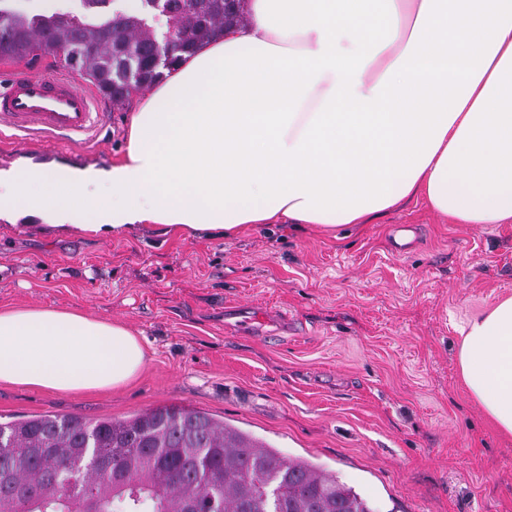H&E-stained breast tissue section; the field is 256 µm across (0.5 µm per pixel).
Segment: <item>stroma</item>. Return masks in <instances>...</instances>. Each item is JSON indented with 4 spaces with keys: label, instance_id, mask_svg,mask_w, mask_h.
<instances>
[{
    "label": "stroma",
    "instance_id": "stroma-1",
    "mask_svg": "<svg viewBox=\"0 0 512 512\" xmlns=\"http://www.w3.org/2000/svg\"><path fill=\"white\" fill-rule=\"evenodd\" d=\"M97 143L19 159L120 161L130 106L101 98ZM512 296V224H448L413 199L329 236L257 224L234 238L66 234L0 222V308L74 310L145 342L140 376L99 392L0 383V416L122 419L201 409L335 473L373 512H512V440L471 401L459 329Z\"/></svg>",
    "mask_w": 512,
    "mask_h": 512
}]
</instances>
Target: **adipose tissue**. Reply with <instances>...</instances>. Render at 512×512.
<instances>
[{
    "label": "adipose tissue",
    "instance_id": "ef3b65f1",
    "mask_svg": "<svg viewBox=\"0 0 512 512\" xmlns=\"http://www.w3.org/2000/svg\"><path fill=\"white\" fill-rule=\"evenodd\" d=\"M131 115L109 168H0V221L121 236L326 233L420 198L452 224H512V0H249ZM142 339L78 311L0 308V383L116 389ZM469 397L512 437V297L461 329Z\"/></svg>",
    "mask_w": 512,
    "mask_h": 512
}]
</instances>
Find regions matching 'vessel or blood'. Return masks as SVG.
<instances>
[{
    "label": "vessel or blood",
    "instance_id": "obj_1",
    "mask_svg": "<svg viewBox=\"0 0 512 512\" xmlns=\"http://www.w3.org/2000/svg\"><path fill=\"white\" fill-rule=\"evenodd\" d=\"M102 128L95 94L65 73L17 71L0 85V133L23 143L63 139L75 145L95 141Z\"/></svg>",
    "mask_w": 512,
    "mask_h": 512
}]
</instances>
